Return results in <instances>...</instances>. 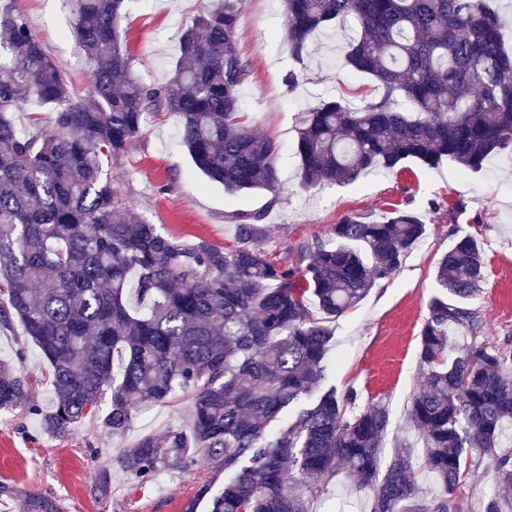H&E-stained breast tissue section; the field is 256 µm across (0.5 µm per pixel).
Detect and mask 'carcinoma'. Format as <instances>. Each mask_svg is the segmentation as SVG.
<instances>
[{
    "label": "carcinoma",
    "mask_w": 512,
    "mask_h": 512,
    "mask_svg": "<svg viewBox=\"0 0 512 512\" xmlns=\"http://www.w3.org/2000/svg\"><path fill=\"white\" fill-rule=\"evenodd\" d=\"M73 33L92 70L88 91L46 53L15 0H0V329L19 326L47 364L51 405L31 401L24 351L0 359V412L41 417L51 435L96 418L125 435L147 404L179 393L192 422L123 451L129 480L185 469L205 455L235 472L210 494L211 512H309L344 470L371 488L370 512H451L469 457L489 459L498 485L512 486V454L498 453L512 421V350L484 336L472 301L485 283L478 239L459 236L438 260L420 330L424 387L408 422L424 467L444 495L419 497L410 451L382 461L387 408L355 410L356 395L323 387L333 338L326 325L394 275L426 233L409 209L380 221L347 215L296 248L295 259L262 248L264 213H236L237 245L182 241L137 219L105 164L120 161L147 119L178 118L195 168L229 193L274 192L279 145L241 112L250 70L239 53L238 0L201 11L179 42L180 62L161 85L142 82L124 50L126 0H74ZM297 57L315 32L351 18L345 57L375 94L345 95L299 115L303 186L345 184L405 160L434 168L448 158L464 173L512 154V53L488 0H283ZM53 112L49 128L20 130L25 105ZM322 317L314 318L309 305ZM473 341L452 356L448 338ZM26 512H62L28 494Z\"/></svg>",
    "instance_id": "1"
}]
</instances>
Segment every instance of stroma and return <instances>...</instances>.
I'll return each mask as SVG.
<instances>
[{"label": "stroma", "instance_id": "1", "mask_svg": "<svg viewBox=\"0 0 512 512\" xmlns=\"http://www.w3.org/2000/svg\"><path fill=\"white\" fill-rule=\"evenodd\" d=\"M209 2L128 0L120 23L122 41L144 82L166 81L178 60L182 31ZM17 4L72 81L88 88L92 73L73 34L72 11L63 7L62 0H17ZM239 4L242 22L237 44L250 64L243 111L256 132L279 145L277 193L230 194L209 182L192 165L172 116L148 119L129 154L105 170L135 216L171 236L199 237L221 248L236 244L231 217L238 212L265 211L263 245L282 252L306 239L327 238L330 227L347 215L376 219L397 206L416 210L427 231L401 268L379 281L359 305L333 319L326 383L341 392H357V407L385 403L390 427L383 458H390L396 439H404L419 463L421 492L434 498L441 488L422 468V444L407 426L409 402L422 387L420 329L428 304L438 293L434 278L438 258L447 252L453 234H472L480 242L486 271L484 290L476 301L486 335L501 345L512 341V157H494L482 171L466 176L448 160L429 171L409 162L351 184L324 181L303 188L296 157L300 112L336 96L344 86L364 91L372 87L344 65L355 23L347 19L314 34L308 53L297 58L288 48L280 0H239ZM191 410L184 394L150 405L117 438L105 433L94 418L56 437L44 433L36 418L1 414L0 484L12 487L17 495L0 496V512H25L23 496L28 492L56 499L64 512H182L204 481H211L217 491L231 480L221 462L201 456L190 468L161 472L139 486L123 473L118 458L142 436H160L169 427L188 425ZM495 492L487 459L475 460L453 512H483ZM370 496V489L358 487L340 473L309 509L369 512Z\"/></svg>", "mask_w": 512, "mask_h": 512}]
</instances>
